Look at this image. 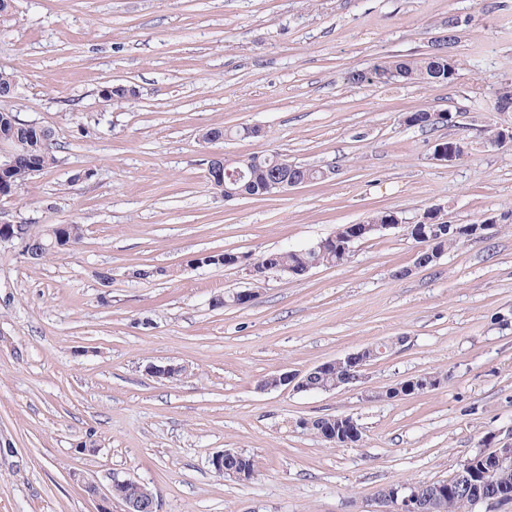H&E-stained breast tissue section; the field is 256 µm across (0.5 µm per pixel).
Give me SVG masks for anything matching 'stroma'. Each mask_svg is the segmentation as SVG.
I'll list each match as a JSON object with an SVG mask.
<instances>
[{
    "instance_id": "35a3bbf8",
    "label": "stroma",
    "mask_w": 512,
    "mask_h": 512,
    "mask_svg": "<svg viewBox=\"0 0 512 512\" xmlns=\"http://www.w3.org/2000/svg\"><path fill=\"white\" fill-rule=\"evenodd\" d=\"M452 18L453 84L349 82L429 53ZM0 70L58 157L1 210L85 229L38 265L0 246V512H97L78 479L115 473L146 483L160 512H375L382 488L449 479L512 434V227L424 266L405 230L437 205L456 224L512 208V146L483 135L512 126L494 107L512 84V0H14ZM126 81L138 98L105 105L103 86ZM418 109L459 119L405 125ZM250 126L261 135H243ZM212 127L224 140H201ZM448 139L469 146L452 166L433 158ZM274 152L330 175L231 200L207 178L211 155ZM377 210L404 227L298 279L272 271L255 285L240 268L192 264L298 249ZM142 266L164 273L132 278ZM398 337L346 388L258 387ZM151 363L185 374L158 382ZM423 372L441 385L384 398ZM337 415L356 421L358 444L304 426ZM223 449L253 460L251 481L214 473Z\"/></svg>"
}]
</instances>
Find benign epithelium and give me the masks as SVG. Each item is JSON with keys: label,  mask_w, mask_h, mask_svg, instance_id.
I'll use <instances>...</instances> for the list:
<instances>
[{"label": "benign epithelium", "mask_w": 512, "mask_h": 512, "mask_svg": "<svg viewBox=\"0 0 512 512\" xmlns=\"http://www.w3.org/2000/svg\"><path fill=\"white\" fill-rule=\"evenodd\" d=\"M20 140L13 139V142L0 141V173L3 175L11 172L22 159L26 158L25 152L19 149ZM466 149L460 145L449 144L440 141L434 146L433 157L435 160L450 166L457 163L465 155ZM208 180L212 187L224 198L233 199L243 196L241 190H232L226 187L230 183L237 185L245 181L246 172L244 168L230 167L222 154H214L210 157V164L207 170ZM444 213V208L434 206L426 209L417 216V223L429 225L432 234H440L438 217ZM402 226V221L397 215H391L386 224H349L345 227L342 235V247L345 250L352 249V245L363 239L369 233H375L390 228ZM18 242L21 250L27 248V238L20 225L13 224L0 218V244ZM306 250L312 253L313 259L298 267H290L286 273L291 278H300L308 274L312 269L319 267L320 258L327 252L326 242L317 245H309ZM222 263L226 266H237L246 271L248 276L260 282L265 279L269 268L261 260L244 253L225 252L222 256ZM377 356V353L369 348H363L343 358L323 362L312 369L303 372L289 371L275 375L258 384L259 389L268 390L281 386L291 387L296 391L308 390L307 379L314 372H319L325 379L324 390L332 391L342 388L348 384L363 379L364 372L370 362ZM345 366L348 374L343 379H338L336 369ZM182 367L174 364L147 366L146 374L158 381H166L179 376ZM332 425L325 429L326 439L338 441L344 438V434H356V422L350 416H336L331 418ZM238 459V453L231 449H224L213 454L209 458V465L218 475L230 477L240 482H247L254 477V470L250 467L232 466L230 462ZM481 461L484 463L481 472L477 473V479L484 485H494L498 482L500 472L512 468V440L500 443V446L490 450L481 449L477 456H469L463 460L457 472L449 479L440 483H434V491L431 498L424 502L420 500L413 490V485L402 484L392 487L390 496L391 512H436V503L443 500L448 493L455 489V484L461 478L467 476L471 465ZM82 487L88 490L87 497L101 502L98 512H112V503L120 501L123 504V512H158V500L147 484L134 478H124L117 474L111 475L109 483L103 486L95 481L77 478ZM135 484L139 486L141 495L130 500L125 495V488Z\"/></svg>", "instance_id": "obj_1"}]
</instances>
